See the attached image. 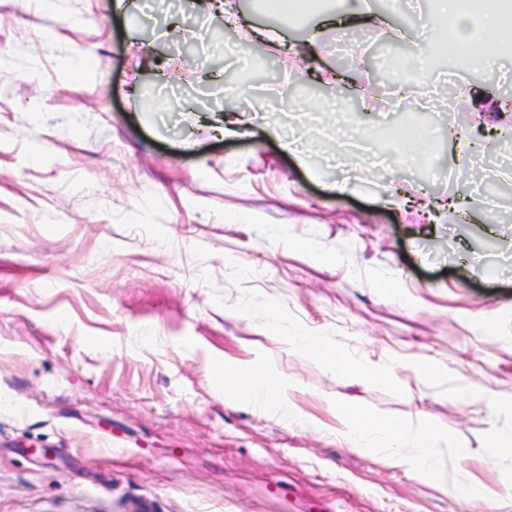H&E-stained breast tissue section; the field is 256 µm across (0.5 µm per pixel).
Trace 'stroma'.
Wrapping results in <instances>:
<instances>
[{
  "instance_id": "stroma-1",
  "label": "stroma",
  "mask_w": 512,
  "mask_h": 512,
  "mask_svg": "<svg viewBox=\"0 0 512 512\" xmlns=\"http://www.w3.org/2000/svg\"><path fill=\"white\" fill-rule=\"evenodd\" d=\"M111 2L0 0V512H507L512 458L488 443L512 427V53L436 58L406 83L418 111L392 106L374 41L414 54L433 0L293 22ZM313 33L317 57L287 61ZM222 111L238 134L200 120ZM417 131L410 166L396 138ZM299 328L401 366L351 377ZM255 358L321 431L225 402V364ZM468 382L502 411L459 400ZM341 402L426 422L483 496L354 452Z\"/></svg>"
}]
</instances>
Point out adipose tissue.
Wrapping results in <instances>:
<instances>
[{
  "label": "adipose tissue",
  "instance_id": "adipose-tissue-1",
  "mask_svg": "<svg viewBox=\"0 0 512 512\" xmlns=\"http://www.w3.org/2000/svg\"><path fill=\"white\" fill-rule=\"evenodd\" d=\"M431 22L440 44L452 50L472 48L471 58L478 68L493 61L491 53L477 48L478 39L491 34L501 40H512V16L496 9L475 16L467 11L464 0H438ZM291 341L310 356L351 375L388 380L394 373L393 366L364 363L337 353L328 337L320 333L298 329ZM292 388L289 380L272 377L257 359L224 369L225 401L248 403L272 413L282 422L308 426V419L297 411L292 401ZM338 418V432L353 451L368 454L388 449L392 465L407 467L433 485L448 487V476L436 463L440 439L425 424L387 420L373 423L349 403L339 406Z\"/></svg>",
  "mask_w": 512,
  "mask_h": 512
}]
</instances>
